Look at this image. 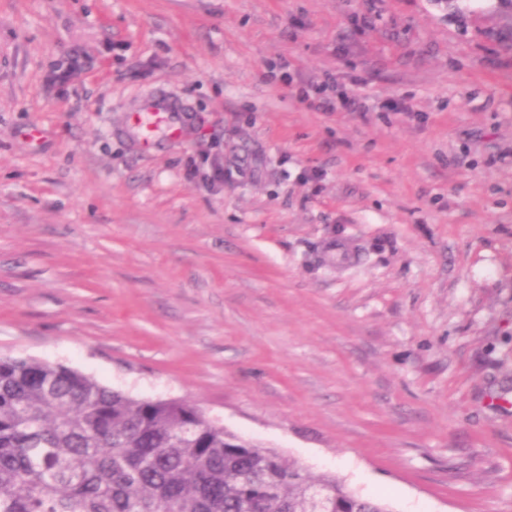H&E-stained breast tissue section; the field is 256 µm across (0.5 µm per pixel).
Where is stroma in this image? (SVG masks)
Wrapping results in <instances>:
<instances>
[{"label":"stroma","mask_w":512,"mask_h":512,"mask_svg":"<svg viewBox=\"0 0 512 512\" xmlns=\"http://www.w3.org/2000/svg\"><path fill=\"white\" fill-rule=\"evenodd\" d=\"M462 8L0 0V356L393 512H512V54ZM326 78L363 111L310 109ZM155 92L183 133L145 148ZM180 112L183 110L170 98L155 95L146 98L138 109L128 117L129 125L138 129L142 136V144L148 145L150 136L157 126H164L169 134L178 138L182 133Z\"/></svg>","instance_id":"obj_1"}]
</instances>
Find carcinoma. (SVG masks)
Wrapping results in <instances>:
<instances>
[{
    "label": "carcinoma",
    "mask_w": 512,
    "mask_h": 512,
    "mask_svg": "<svg viewBox=\"0 0 512 512\" xmlns=\"http://www.w3.org/2000/svg\"><path fill=\"white\" fill-rule=\"evenodd\" d=\"M0 512H393L198 405L0 357Z\"/></svg>",
    "instance_id": "1"
}]
</instances>
